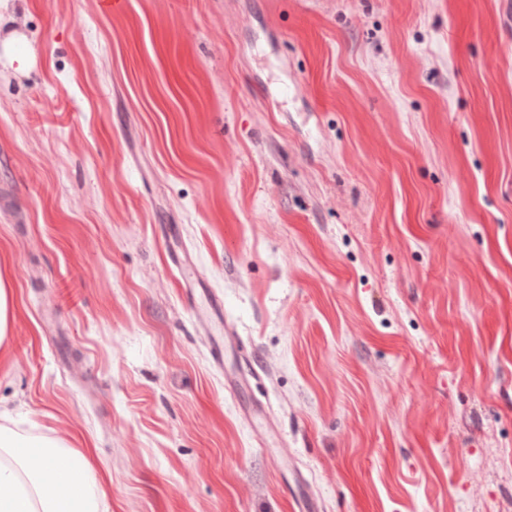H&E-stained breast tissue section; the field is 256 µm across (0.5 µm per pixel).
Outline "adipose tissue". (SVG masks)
<instances>
[{"label": "adipose tissue", "mask_w": 512, "mask_h": 512, "mask_svg": "<svg viewBox=\"0 0 512 512\" xmlns=\"http://www.w3.org/2000/svg\"><path fill=\"white\" fill-rule=\"evenodd\" d=\"M91 448L0 423V512H112Z\"/></svg>", "instance_id": "obj_1"}]
</instances>
